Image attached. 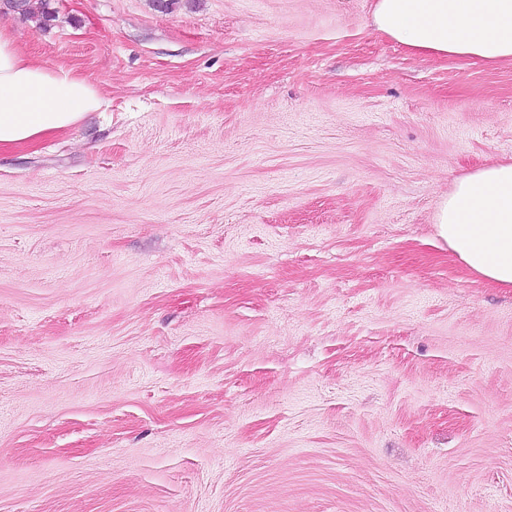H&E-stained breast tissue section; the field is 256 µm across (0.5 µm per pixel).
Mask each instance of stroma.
Listing matches in <instances>:
<instances>
[{
	"instance_id": "35a3bbf8",
	"label": "stroma",
	"mask_w": 512,
	"mask_h": 512,
	"mask_svg": "<svg viewBox=\"0 0 512 512\" xmlns=\"http://www.w3.org/2000/svg\"><path fill=\"white\" fill-rule=\"evenodd\" d=\"M375 0H0L100 111L0 153V512H512V289L434 216L512 61Z\"/></svg>"
}]
</instances>
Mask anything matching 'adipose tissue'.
Returning <instances> with one entry per match:
<instances>
[{
	"label": "adipose tissue",
	"instance_id": "ef3b65f1",
	"mask_svg": "<svg viewBox=\"0 0 512 512\" xmlns=\"http://www.w3.org/2000/svg\"><path fill=\"white\" fill-rule=\"evenodd\" d=\"M373 23L413 53L512 60V0H376ZM102 104L92 80L41 64L0 25V152L65 132ZM435 224L469 271L512 289V160L460 177Z\"/></svg>",
	"mask_w": 512,
	"mask_h": 512
}]
</instances>
